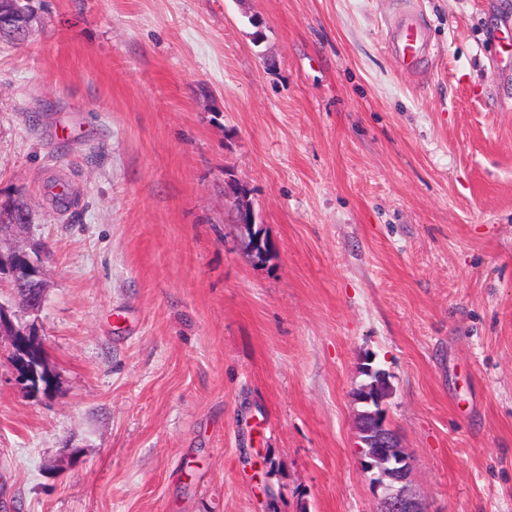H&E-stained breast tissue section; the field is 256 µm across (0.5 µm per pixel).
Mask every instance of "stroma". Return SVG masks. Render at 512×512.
Returning a JSON list of instances; mask_svg holds the SVG:
<instances>
[{
    "label": "stroma",
    "instance_id": "35a3bbf8",
    "mask_svg": "<svg viewBox=\"0 0 512 512\" xmlns=\"http://www.w3.org/2000/svg\"><path fill=\"white\" fill-rule=\"evenodd\" d=\"M401 2L32 0L0 40L51 374L0 345V512H377L368 360L430 512H512V0H416L423 73ZM406 1L407 6L396 25L394 52L404 69L413 70L423 57L431 53L432 48L416 8L411 0Z\"/></svg>",
    "mask_w": 512,
    "mask_h": 512
}]
</instances>
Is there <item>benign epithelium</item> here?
I'll list each match as a JSON object with an SVG mask.
<instances>
[{"label": "benign epithelium", "mask_w": 512, "mask_h": 512, "mask_svg": "<svg viewBox=\"0 0 512 512\" xmlns=\"http://www.w3.org/2000/svg\"><path fill=\"white\" fill-rule=\"evenodd\" d=\"M34 20L35 14L24 0H0V33L10 32L22 39ZM8 212V207L0 211V270L5 271L10 286L8 298L0 300V339L9 341L17 375L27 382L36 376L35 367L28 363V344L35 340L33 323L14 322L11 308L19 305L24 316H36L41 311L47 288L46 256L19 244L3 250L5 240L16 238L27 229ZM361 392L378 405L376 410L357 412V431L365 451L362 461L372 473V487L378 492V512H428L411 491V456L401 448L397 433L385 416L383 404L392 394L390 381L380 375Z\"/></svg>", "instance_id": "7a95c632"}]
</instances>
